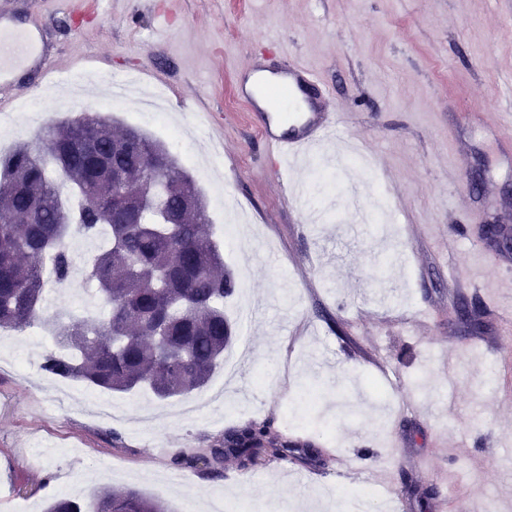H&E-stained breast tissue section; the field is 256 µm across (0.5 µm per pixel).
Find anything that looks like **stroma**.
I'll use <instances>...</instances> for the list:
<instances>
[{"label": "stroma", "instance_id": "stroma-1", "mask_svg": "<svg viewBox=\"0 0 512 512\" xmlns=\"http://www.w3.org/2000/svg\"><path fill=\"white\" fill-rule=\"evenodd\" d=\"M0 13L57 63L0 88V156L80 110L140 128L196 182L237 282L224 306L237 361L198 414L145 390L110 394L109 420L60 406L66 381L41 368L54 342L40 325L1 330L0 499L87 510L108 486L171 512L215 498L276 512L302 495L300 512H465L512 491V256L481 240L484 224L512 225V0H0ZM291 63L347 123L278 162L240 85ZM116 76L138 81L119 103ZM463 301L484 313L478 332L459 328ZM251 421L313 438L305 482L289 461L173 465ZM353 455L384 466L376 498L352 497L369 482L340 468Z\"/></svg>", "mask_w": 512, "mask_h": 512}]
</instances>
